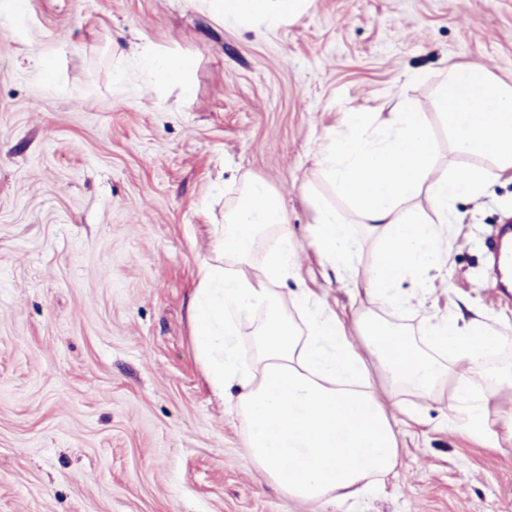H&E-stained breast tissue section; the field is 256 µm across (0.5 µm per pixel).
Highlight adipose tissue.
Segmentation results:
<instances>
[{"label": "adipose tissue", "instance_id": "adipose-tissue-1", "mask_svg": "<svg viewBox=\"0 0 512 512\" xmlns=\"http://www.w3.org/2000/svg\"><path fill=\"white\" fill-rule=\"evenodd\" d=\"M205 3L224 21L265 31L288 26L311 6V0ZM137 55L156 87L189 92L192 59L148 44ZM435 103L452 152L475 158L474 166L437 172L428 121L407 100L386 118L369 122L351 114L316 159L333 194L309 192L315 215L310 243L354 297L366 300L356 331L321 297L282 291V282L299 275L298 244L278 195L248 174L233 177L240 193L224 213L217 263L201 264L191 301L196 357L215 394L245 428L250 461L290 498L324 512L398 464L399 420L380 401L378 383L423 400L451 386L456 431H487L484 389L499 377L486 362L501 345L497 335L475 322L462 326L441 318L417 337L383 316L401 306L407 276H447L441 244L449 207L512 171V83L478 65L451 66L435 85ZM337 197L350 215L337 211ZM357 224L378 238L363 270L354 263ZM260 249L266 258L259 263ZM246 338L248 353L241 350Z\"/></svg>", "mask_w": 512, "mask_h": 512}]
</instances>
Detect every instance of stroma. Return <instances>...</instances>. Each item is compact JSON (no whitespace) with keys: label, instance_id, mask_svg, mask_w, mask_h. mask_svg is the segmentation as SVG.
Instances as JSON below:
<instances>
[{"label":"stroma","instance_id":"stroma-1","mask_svg":"<svg viewBox=\"0 0 512 512\" xmlns=\"http://www.w3.org/2000/svg\"><path fill=\"white\" fill-rule=\"evenodd\" d=\"M0 512H313L249 461L211 391L189 301L213 227L249 174L287 204L300 279L346 323L363 309L309 242L305 185L347 113L410 97L451 161L437 76L512 81V0H314L274 32L199 0H0ZM192 57L194 93L154 89L134 49ZM53 59L52 71L34 56ZM512 172L454 203L446 281L407 277L398 323L433 312L504 340L490 431L445 419L450 387L399 425L393 473L338 512H512V288L490 246Z\"/></svg>","mask_w":512,"mask_h":512}]
</instances>
